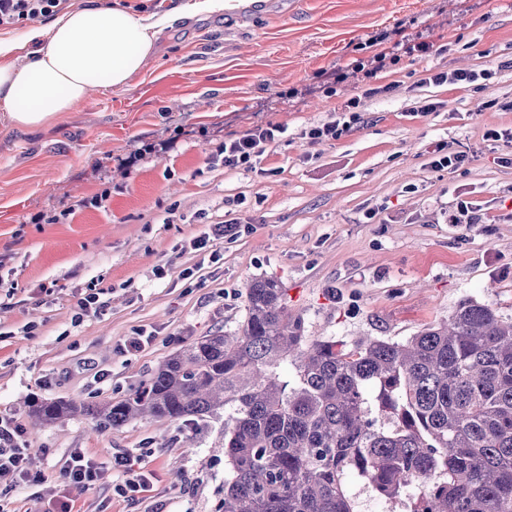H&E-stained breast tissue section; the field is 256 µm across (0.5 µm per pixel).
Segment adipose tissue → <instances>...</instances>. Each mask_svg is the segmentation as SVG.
<instances>
[{"instance_id": "adipose-tissue-1", "label": "adipose tissue", "mask_w": 512, "mask_h": 512, "mask_svg": "<svg viewBox=\"0 0 512 512\" xmlns=\"http://www.w3.org/2000/svg\"><path fill=\"white\" fill-rule=\"evenodd\" d=\"M172 16L86 5L29 28L23 63L0 65V111L11 128L40 129L98 89L120 87L144 66Z\"/></svg>"}]
</instances>
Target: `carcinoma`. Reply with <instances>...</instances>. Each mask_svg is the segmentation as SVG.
<instances>
[{"label": "carcinoma", "mask_w": 512, "mask_h": 512, "mask_svg": "<svg viewBox=\"0 0 512 512\" xmlns=\"http://www.w3.org/2000/svg\"><path fill=\"white\" fill-rule=\"evenodd\" d=\"M245 311L123 400L31 413L97 432L224 416L221 512H356L352 477L407 512H512V319L467 299L405 341L311 339L272 277L250 282Z\"/></svg>", "instance_id": "cac0c4a2"}]
</instances>
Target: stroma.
<instances>
[{
	"instance_id": "1",
	"label": "stroma",
	"mask_w": 512,
	"mask_h": 512,
	"mask_svg": "<svg viewBox=\"0 0 512 512\" xmlns=\"http://www.w3.org/2000/svg\"><path fill=\"white\" fill-rule=\"evenodd\" d=\"M387 46L443 45L402 54L364 97L336 140L306 128L341 120L369 82L358 68ZM489 70L480 87L424 83L427 70ZM343 82H335V74ZM436 111L421 113L425 101ZM284 126L253 168L211 154L256 124ZM512 0H263L237 15H184L126 85L93 92L45 129L9 128L0 114V412L27 430L42 482L11 493L9 512H218L224 497V421L141 419L105 432L77 417L33 426L36 398L96 402L128 397L181 346L245 317V289L278 279L306 335L347 343L403 341L447 321L470 299L512 317ZM464 153L435 165L437 146ZM110 190L104 207L76 209ZM478 224L449 223L460 201ZM212 224L234 240L191 247ZM100 314L77 317L86 288ZM143 329L142 351L122 346ZM82 449L100 462L140 456L147 491L114 485L75 491L59 467Z\"/></svg>"
}]
</instances>
